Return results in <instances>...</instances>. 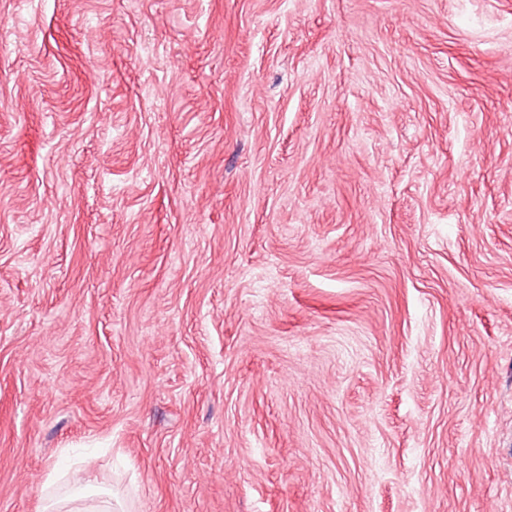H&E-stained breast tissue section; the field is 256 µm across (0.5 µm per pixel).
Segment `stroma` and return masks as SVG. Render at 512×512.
Masks as SVG:
<instances>
[{
	"instance_id": "1",
	"label": "stroma",
	"mask_w": 512,
	"mask_h": 512,
	"mask_svg": "<svg viewBox=\"0 0 512 512\" xmlns=\"http://www.w3.org/2000/svg\"><path fill=\"white\" fill-rule=\"evenodd\" d=\"M512 512V0H0V512Z\"/></svg>"
}]
</instances>
